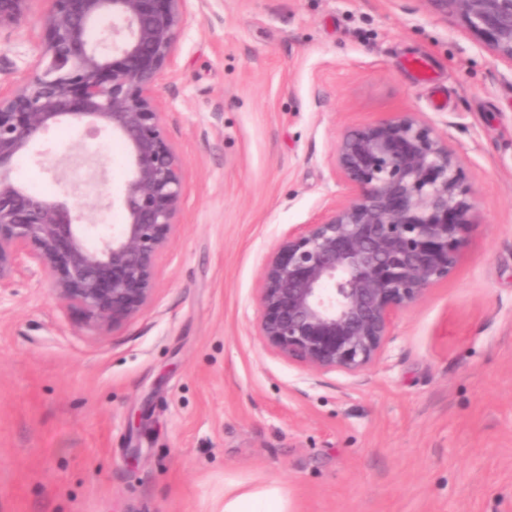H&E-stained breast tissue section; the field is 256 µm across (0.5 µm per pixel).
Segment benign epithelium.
Returning <instances> with one entry per match:
<instances>
[{
	"instance_id": "benign-epithelium-1",
	"label": "benign epithelium",
	"mask_w": 512,
	"mask_h": 512,
	"mask_svg": "<svg viewBox=\"0 0 512 512\" xmlns=\"http://www.w3.org/2000/svg\"><path fill=\"white\" fill-rule=\"evenodd\" d=\"M34 0H0V28ZM39 54L0 86V288L36 269L97 331L135 317L157 289L184 196L156 87L176 58L188 0H47ZM512 63V0H427ZM67 124L110 132L128 174L119 228L88 242L92 208L49 200L13 178L17 160ZM335 169L350 189L266 256L258 330L279 356L316 372L357 375L376 362L393 315L456 268L474 203L464 168L411 112L344 132Z\"/></svg>"
}]
</instances>
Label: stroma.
<instances>
[{"label": "stroma", "mask_w": 512, "mask_h": 512, "mask_svg": "<svg viewBox=\"0 0 512 512\" xmlns=\"http://www.w3.org/2000/svg\"><path fill=\"white\" fill-rule=\"evenodd\" d=\"M45 0L0 28V80L35 60ZM156 96L184 199L157 289L101 334L47 272L0 290V512H219L224 486L279 485L288 512H512V65L428 0H189ZM397 112L460 159L475 204L447 280L397 312L359 375L314 373L258 333L265 257L347 188L344 131ZM78 183L121 224L120 140Z\"/></svg>", "instance_id": "1"}]
</instances>
